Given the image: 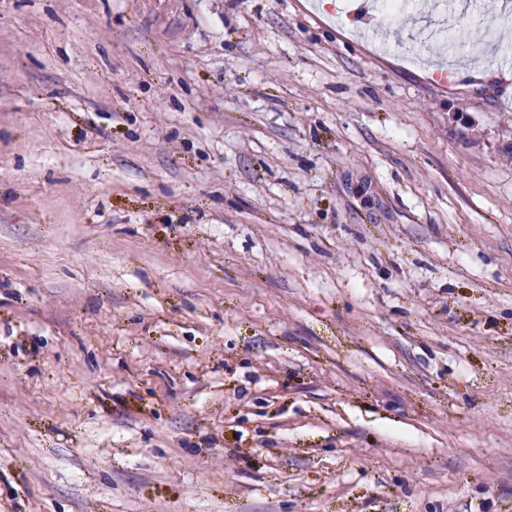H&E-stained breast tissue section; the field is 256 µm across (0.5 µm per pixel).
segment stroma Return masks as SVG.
Returning <instances> with one entry per match:
<instances>
[{
	"mask_svg": "<svg viewBox=\"0 0 512 512\" xmlns=\"http://www.w3.org/2000/svg\"><path fill=\"white\" fill-rule=\"evenodd\" d=\"M356 9L0 0V512H512L507 9Z\"/></svg>",
	"mask_w": 512,
	"mask_h": 512,
	"instance_id": "1",
	"label": "stroma"
}]
</instances>
